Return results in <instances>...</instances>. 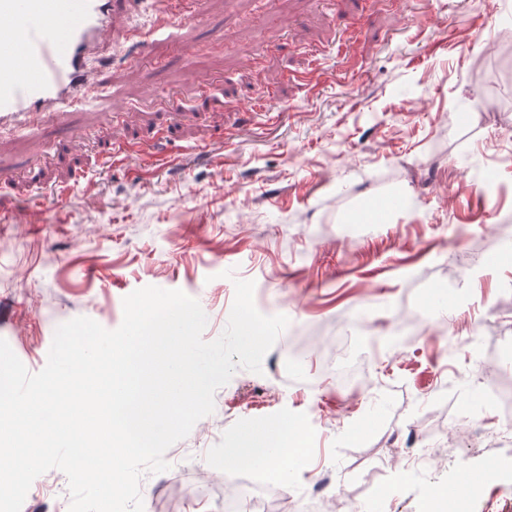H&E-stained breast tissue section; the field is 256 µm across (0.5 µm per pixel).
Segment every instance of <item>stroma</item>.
Returning a JSON list of instances; mask_svg holds the SVG:
<instances>
[{"label": "stroma", "mask_w": 512, "mask_h": 512, "mask_svg": "<svg viewBox=\"0 0 512 512\" xmlns=\"http://www.w3.org/2000/svg\"><path fill=\"white\" fill-rule=\"evenodd\" d=\"M118 9L89 60L101 100L0 133V339L39 372L58 325L116 329L145 286L196 299L207 341L238 280L289 320L261 373L238 369L168 470L143 475L144 512H224L242 478L316 512L317 470L336 487L325 512H424L432 485L512 473V85L485 97L478 79L512 43V0H431L425 14L418 0H201L187 21L164 0ZM160 129L171 162H108L112 142ZM393 197L403 208L370 223ZM347 336L398 343L367 353V385L309 389ZM437 378L446 389L429 391ZM476 422L493 438L449 445ZM282 426L308 461L289 481L227 461L244 430ZM412 442L429 468L397 464ZM69 506L52 469L21 512Z\"/></svg>", "instance_id": "obj_1"}]
</instances>
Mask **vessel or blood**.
<instances>
[{
	"instance_id": "obj_1",
	"label": "vessel or blood",
	"mask_w": 512,
	"mask_h": 512,
	"mask_svg": "<svg viewBox=\"0 0 512 512\" xmlns=\"http://www.w3.org/2000/svg\"><path fill=\"white\" fill-rule=\"evenodd\" d=\"M114 0H0V128L39 127L82 98Z\"/></svg>"
}]
</instances>
